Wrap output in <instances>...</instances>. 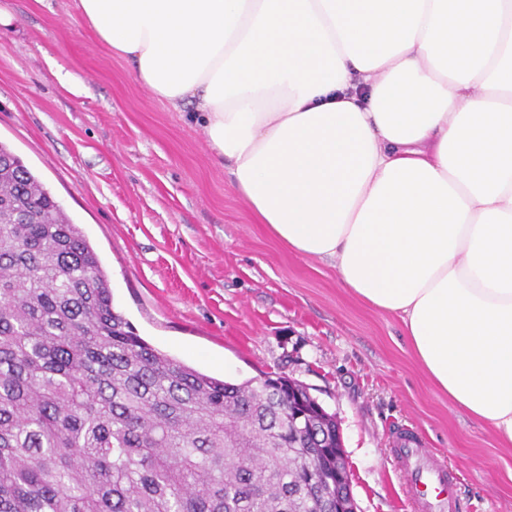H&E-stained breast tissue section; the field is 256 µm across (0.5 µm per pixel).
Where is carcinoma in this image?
Segmentation results:
<instances>
[{
	"mask_svg": "<svg viewBox=\"0 0 512 512\" xmlns=\"http://www.w3.org/2000/svg\"><path fill=\"white\" fill-rule=\"evenodd\" d=\"M336 431L285 376L229 383L138 336L0 143V512H334Z\"/></svg>",
	"mask_w": 512,
	"mask_h": 512,
	"instance_id": "carcinoma-1",
	"label": "carcinoma"
}]
</instances>
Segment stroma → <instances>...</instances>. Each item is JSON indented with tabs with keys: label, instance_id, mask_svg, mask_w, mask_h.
<instances>
[{
	"label": "stroma",
	"instance_id": "stroma-1",
	"mask_svg": "<svg viewBox=\"0 0 512 512\" xmlns=\"http://www.w3.org/2000/svg\"><path fill=\"white\" fill-rule=\"evenodd\" d=\"M0 8V142L79 225L138 335L232 383L306 386L336 416L357 512H412L387 461L403 426L457 471L468 512H512V446L449 404L395 316L255 222L202 125L156 100L72 0Z\"/></svg>",
	"mask_w": 512,
	"mask_h": 512
}]
</instances>
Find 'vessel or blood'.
I'll use <instances>...</instances> for the list:
<instances>
[{
	"label": "vessel or blood",
	"mask_w": 512,
	"mask_h": 512,
	"mask_svg": "<svg viewBox=\"0 0 512 512\" xmlns=\"http://www.w3.org/2000/svg\"><path fill=\"white\" fill-rule=\"evenodd\" d=\"M390 457L404 477L405 493L415 512H463L454 471L410 429L397 431Z\"/></svg>",
	"instance_id": "1"
}]
</instances>
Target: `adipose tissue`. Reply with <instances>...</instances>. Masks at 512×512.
I'll return each instance as SVG.
<instances>
[{"mask_svg":"<svg viewBox=\"0 0 512 512\" xmlns=\"http://www.w3.org/2000/svg\"><path fill=\"white\" fill-rule=\"evenodd\" d=\"M292 252L512 444V0H73Z\"/></svg>","mask_w":512,"mask_h":512,"instance_id":"1","label":"adipose tissue"}]
</instances>
